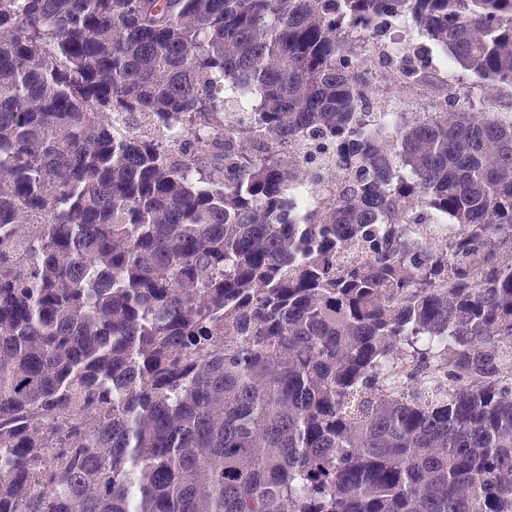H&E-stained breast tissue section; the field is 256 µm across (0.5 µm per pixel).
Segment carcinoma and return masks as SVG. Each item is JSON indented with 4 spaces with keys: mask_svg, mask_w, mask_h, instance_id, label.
<instances>
[{
    "mask_svg": "<svg viewBox=\"0 0 512 512\" xmlns=\"http://www.w3.org/2000/svg\"><path fill=\"white\" fill-rule=\"evenodd\" d=\"M401 15L512 87V0H0V512H512V117L372 110Z\"/></svg>",
    "mask_w": 512,
    "mask_h": 512,
    "instance_id": "carcinoma-1",
    "label": "carcinoma"
}]
</instances>
